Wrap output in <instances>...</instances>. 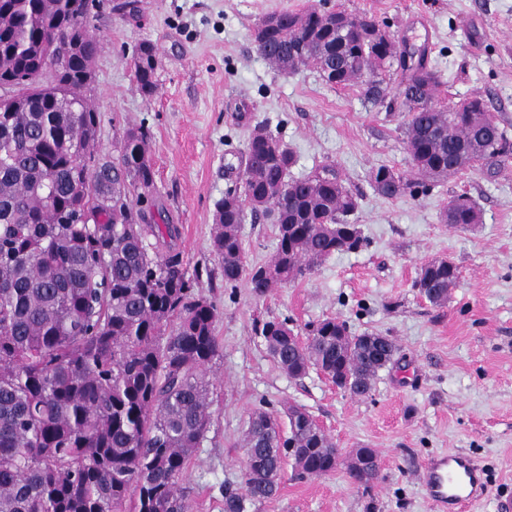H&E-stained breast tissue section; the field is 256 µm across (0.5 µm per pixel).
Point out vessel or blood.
Returning a JSON list of instances; mask_svg holds the SVG:
<instances>
[{
    "label": "vessel or blood",
    "mask_w": 512,
    "mask_h": 512,
    "mask_svg": "<svg viewBox=\"0 0 512 512\" xmlns=\"http://www.w3.org/2000/svg\"><path fill=\"white\" fill-rule=\"evenodd\" d=\"M422 478L440 512H459L464 503L486 493L483 470L470 456L461 453L428 459L422 466Z\"/></svg>",
    "instance_id": "vessel-or-blood-1"
}]
</instances>
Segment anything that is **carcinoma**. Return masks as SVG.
Returning <instances> with one entry per match:
<instances>
[{"instance_id": "carcinoma-1", "label": "carcinoma", "mask_w": 512, "mask_h": 512, "mask_svg": "<svg viewBox=\"0 0 512 512\" xmlns=\"http://www.w3.org/2000/svg\"><path fill=\"white\" fill-rule=\"evenodd\" d=\"M277 18L254 46L281 70L312 64L328 83H357L374 105L387 97L381 70L410 71L400 98L417 174L437 179L460 172L464 157L493 165L512 155L490 113L468 102L438 108L436 73L409 65L394 39L375 41L376 22L349 15L339 24L315 7ZM93 20L88 0H0V86L12 92L0 106V512H185L178 484L210 428L217 310L195 296L181 252L149 242L174 237L175 227L146 223L138 207L153 184L148 129L128 128L112 160L97 149L98 113L86 95L99 52ZM134 67L141 93L154 94L155 70ZM293 165L288 147L257 126L242 188L216 205L212 249L225 287L245 277L263 297L362 244L349 221L358 202L339 172L294 177ZM369 180L387 199L414 185L384 165ZM271 216L276 252L249 270L242 224ZM444 220L479 224L482 216L458 196ZM336 224L346 236L336 237ZM458 279V267L442 260L422 268L416 287L443 305ZM338 332L327 318L299 344L285 321L261 328L286 374L315 368L366 395L395 346L376 333ZM290 412L286 432L270 412L250 415L241 486H224V512L273 499L289 460L301 478L335 468L336 448L313 417ZM348 474L369 484L380 464L366 469L354 457Z\"/></svg>"}]
</instances>
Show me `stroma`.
Returning <instances> with one entry per match:
<instances>
[{
  "label": "stroma",
  "instance_id": "1",
  "mask_svg": "<svg viewBox=\"0 0 512 512\" xmlns=\"http://www.w3.org/2000/svg\"><path fill=\"white\" fill-rule=\"evenodd\" d=\"M313 6L370 15L403 43L412 39L409 15L424 14L434 30L426 65L439 76V108L479 97L512 139V0H101L100 51L87 92L99 114L98 143L112 158L127 128L149 129L148 203L161 223L175 225L176 248L188 270L199 271L196 297L217 309L212 421L181 479L186 512H224V486L239 484L244 467L249 416L290 405L308 410L342 455L375 449L381 477L364 487L350 481L343 462L304 479L288 466L277 496L257 512H436L421 465L448 451L470 454L487 471L486 496L465 512H499V499L512 496V157L492 170L426 181L417 195H377L372 168L413 174L404 143L408 113L398 96L406 72H384L389 95L374 106L355 86L326 83L315 66L282 72L254 48L263 17ZM142 43L157 49V88L149 97L134 74ZM259 124L293 151V176L336 167L358 201L353 221L363 237L358 250L333 255L263 297L243 281L225 287L211 248L216 204L238 181ZM459 195L481 210L482 223L443 221ZM275 243L274 225L244 224L247 265L269 261ZM440 258L453 261L460 278L447 303L436 306L415 282L422 266ZM328 317L397 347L394 364L366 397L314 370L288 376L259 334L275 319L303 336Z\"/></svg>",
  "mask_w": 512,
  "mask_h": 512
}]
</instances>
